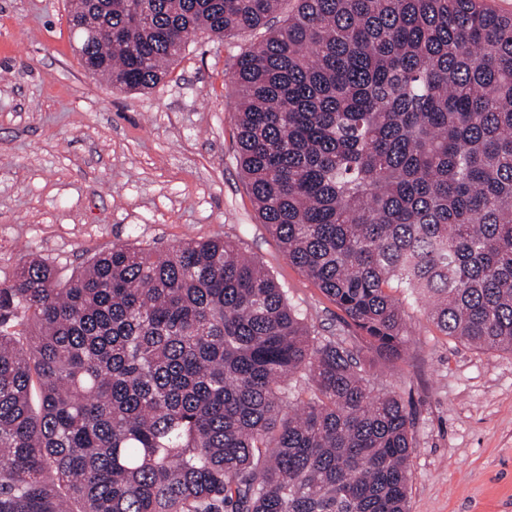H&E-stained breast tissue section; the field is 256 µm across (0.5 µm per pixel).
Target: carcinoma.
<instances>
[{
  "label": "carcinoma",
  "instance_id": "cac0c4a2",
  "mask_svg": "<svg viewBox=\"0 0 512 512\" xmlns=\"http://www.w3.org/2000/svg\"><path fill=\"white\" fill-rule=\"evenodd\" d=\"M281 5L92 0L112 34L78 30L81 60L145 91L192 34ZM232 78L261 222L357 335L316 340L229 239L114 244L66 278L33 258L0 283V512H406L412 417L359 357L407 352L390 290L512 353V15L300 0Z\"/></svg>",
  "mask_w": 512,
  "mask_h": 512
}]
</instances>
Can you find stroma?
I'll list each match as a JSON object with an SVG mask.
<instances>
[{"label": "stroma", "mask_w": 512, "mask_h": 512, "mask_svg": "<svg viewBox=\"0 0 512 512\" xmlns=\"http://www.w3.org/2000/svg\"><path fill=\"white\" fill-rule=\"evenodd\" d=\"M264 36L196 33L163 83L120 93L84 70L69 0H0V282L33 258L68 275L119 242L222 237L273 276L313 336L349 335L262 224L238 164L231 75ZM404 308V360L360 359L413 418L407 512H512V354L443 336L425 303Z\"/></svg>", "instance_id": "1"}]
</instances>
